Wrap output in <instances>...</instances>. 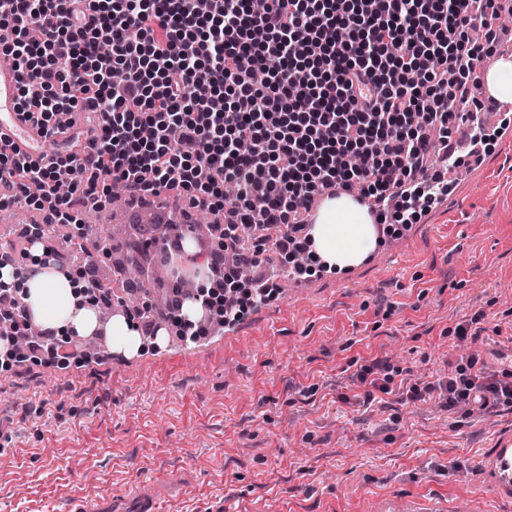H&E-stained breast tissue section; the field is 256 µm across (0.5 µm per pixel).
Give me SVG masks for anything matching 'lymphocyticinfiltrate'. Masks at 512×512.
Segmentation results:
<instances>
[{"instance_id": "lymphocytic-infiltrate-1", "label": "lymphocytic infiltrate", "mask_w": 512, "mask_h": 512, "mask_svg": "<svg viewBox=\"0 0 512 512\" xmlns=\"http://www.w3.org/2000/svg\"><path fill=\"white\" fill-rule=\"evenodd\" d=\"M499 0H0V50L14 55L25 105L46 138L92 116L90 151L0 154V207L26 203L36 228L82 227L81 205L110 202L112 183L139 201L168 194L210 210L225 249L256 233L290 274L310 276L302 214L332 188L360 186L383 233L425 214L447 183L426 174L435 143L471 102L469 82L497 39ZM485 24V42L465 32ZM236 188L224 197L225 184ZM226 266L223 310L179 324L195 343L275 297ZM82 342L51 334L12 348L68 367ZM448 405L512 403V383L449 379Z\"/></svg>"}]
</instances>
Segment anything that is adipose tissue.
Segmentation results:
<instances>
[{"instance_id": "1", "label": "adipose tissue", "mask_w": 512, "mask_h": 512, "mask_svg": "<svg viewBox=\"0 0 512 512\" xmlns=\"http://www.w3.org/2000/svg\"><path fill=\"white\" fill-rule=\"evenodd\" d=\"M312 247L327 267L344 270L358 265L375 244L374 228L366 213L352 200L328 201L309 231ZM0 282L20 287L30 319L57 336H90L105 332L116 349L137 353L143 338L130 321L117 315L99 323L94 308L80 305L79 283L45 261L42 245L30 248L28 270L16 276L12 269L0 270Z\"/></svg>"}]
</instances>
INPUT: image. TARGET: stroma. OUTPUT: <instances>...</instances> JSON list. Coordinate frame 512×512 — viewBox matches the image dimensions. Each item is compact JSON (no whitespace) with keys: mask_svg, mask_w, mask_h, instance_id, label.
<instances>
[{"mask_svg":"<svg viewBox=\"0 0 512 512\" xmlns=\"http://www.w3.org/2000/svg\"><path fill=\"white\" fill-rule=\"evenodd\" d=\"M429 171L447 197L361 264L295 288L262 258L280 288L234 333L0 368V512H75L151 481L171 487L158 512H369L414 494L512 512L476 470L512 405L451 410L440 388L472 359L512 374V126ZM379 359L391 391L368 403L356 374Z\"/></svg>","mask_w":512,"mask_h":512,"instance_id":"stroma-1","label":"stroma"}]
</instances>
